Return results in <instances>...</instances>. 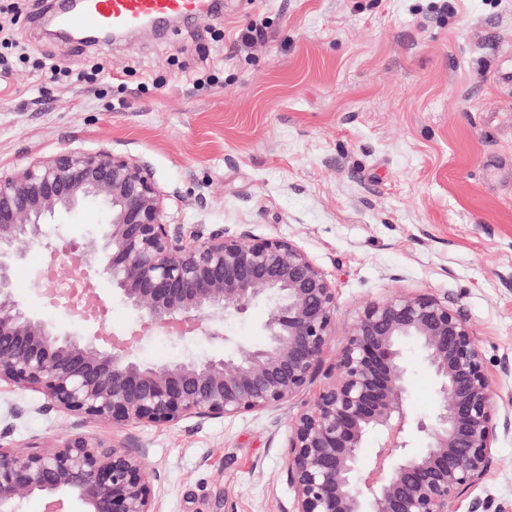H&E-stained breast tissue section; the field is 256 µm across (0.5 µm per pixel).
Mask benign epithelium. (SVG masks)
Segmentation results:
<instances>
[{
    "label": "benign epithelium",
    "mask_w": 512,
    "mask_h": 512,
    "mask_svg": "<svg viewBox=\"0 0 512 512\" xmlns=\"http://www.w3.org/2000/svg\"><path fill=\"white\" fill-rule=\"evenodd\" d=\"M92 203L102 214L103 262L95 278L144 326L201 332L215 350L146 364L137 337L107 332L83 299L71 328L29 310L14 293V270L34 250L59 260L34 282L56 297L55 276L87 279L76 239L48 242L42 226ZM268 304L261 346L224 333V318ZM336 289L294 241L184 234L168 224L165 197L140 161L110 150L61 151L0 173V382L37 390L42 413L69 412L116 428L198 423L280 407L316 377L333 340ZM432 374L435 403L424 416L406 407L407 349ZM512 431L500 409L474 329L461 308L428 295L370 302L355 315L331 367V380L293 418L287 477L289 512H458L464 495L491 470L498 434ZM377 434L369 444L371 434ZM426 447H411L413 436ZM0 512L37 496L71 512H160L139 448L83 433L46 449L3 443Z\"/></svg>",
    "instance_id": "7a95c632"
}]
</instances>
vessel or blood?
<instances>
[{
	"instance_id": "vessel-or-blood-1",
	"label": "vessel or blood",
	"mask_w": 512,
	"mask_h": 512,
	"mask_svg": "<svg viewBox=\"0 0 512 512\" xmlns=\"http://www.w3.org/2000/svg\"><path fill=\"white\" fill-rule=\"evenodd\" d=\"M216 0H83L80 8L56 13V25L64 30L95 32L123 30L145 21L186 19L212 10Z\"/></svg>"
}]
</instances>
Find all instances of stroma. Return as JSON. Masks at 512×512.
I'll return each instance as SVG.
<instances>
[{"mask_svg":"<svg viewBox=\"0 0 512 512\" xmlns=\"http://www.w3.org/2000/svg\"><path fill=\"white\" fill-rule=\"evenodd\" d=\"M223 0L214 13L157 34L83 46L46 34L33 5L6 15L33 56L64 68L99 64L101 93L45 85L20 66L0 89V171L64 150L102 148L147 165L183 231L224 229L296 242L336 286L331 366L356 312L396 294L457 302L474 328L499 405L512 402V0ZM265 36L237 41L250 24ZM207 53L214 84L194 85ZM91 206L45 228L95 248ZM16 295L66 321L24 283ZM328 378L290 405L203 424L113 430L40 413V392L0 384L9 441L49 446L82 432L144 449L159 472L161 512H287L290 424ZM469 493L512 508V432Z\"/></svg>","mask_w":512,"mask_h":512,"instance_id":"obj_1","label":"stroma"}]
</instances>
